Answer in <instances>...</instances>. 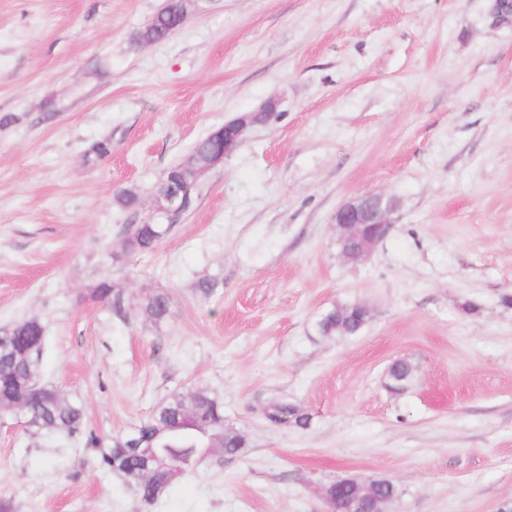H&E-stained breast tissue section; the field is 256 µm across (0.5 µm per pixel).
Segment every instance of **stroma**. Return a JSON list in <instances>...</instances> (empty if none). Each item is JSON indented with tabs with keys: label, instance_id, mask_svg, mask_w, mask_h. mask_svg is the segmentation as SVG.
<instances>
[{
	"label": "stroma",
	"instance_id": "stroma-1",
	"mask_svg": "<svg viewBox=\"0 0 512 512\" xmlns=\"http://www.w3.org/2000/svg\"><path fill=\"white\" fill-rule=\"evenodd\" d=\"M164 0H0V330L38 319L46 382L96 431L125 432L204 388L248 439L144 505L80 442L0 430L13 512H328L320 484L384 476L387 512H498L512 502V14L496 0H203L159 43ZM277 99L200 181L151 252L122 257L165 170L224 122ZM109 139L95 164L85 149ZM135 191L140 207L114 196ZM397 202L363 259L334 215ZM131 269L161 325L89 297ZM212 285L203 294L199 281ZM472 301L468 313L463 302ZM361 302L356 337L314 324ZM398 359L415 367L400 394ZM302 405L310 429L263 407ZM140 307L146 318L155 325L165 322L170 314L169 297L163 291L147 295ZM414 375V367L407 360H396L388 368V388L393 393L403 392Z\"/></svg>",
	"mask_w": 512,
	"mask_h": 512
}]
</instances>
